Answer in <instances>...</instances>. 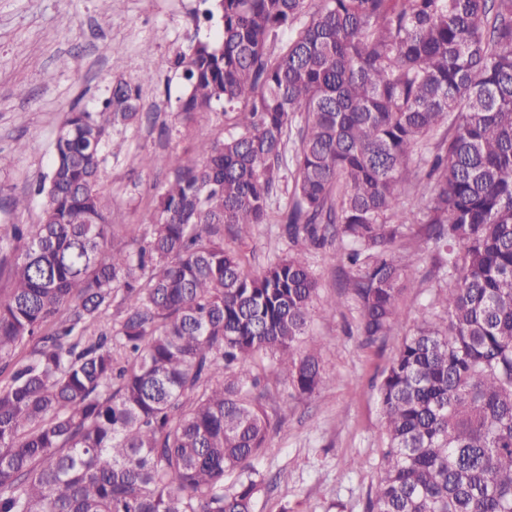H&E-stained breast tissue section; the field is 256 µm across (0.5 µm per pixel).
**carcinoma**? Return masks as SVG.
<instances>
[{
  "mask_svg": "<svg viewBox=\"0 0 512 512\" xmlns=\"http://www.w3.org/2000/svg\"><path fill=\"white\" fill-rule=\"evenodd\" d=\"M204 19L215 37L174 58L179 112L221 105L228 128L174 164L138 249L98 183L111 134L142 119L148 48L137 81L67 114L40 223L0 226V512H255L272 428L255 390L326 384L301 347L318 288L297 254L251 273L224 227L265 223L288 171L290 243H347L360 335L382 340L408 159L443 126L423 244L454 288L378 388L366 512H512V0H214Z\"/></svg>",
  "mask_w": 512,
  "mask_h": 512,
  "instance_id": "1",
  "label": "carcinoma"
}]
</instances>
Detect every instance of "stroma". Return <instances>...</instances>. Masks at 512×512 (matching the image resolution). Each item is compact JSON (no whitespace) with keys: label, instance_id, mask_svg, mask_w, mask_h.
Returning a JSON list of instances; mask_svg holds the SVG:
<instances>
[{"label":"stroma","instance_id":"1","mask_svg":"<svg viewBox=\"0 0 512 512\" xmlns=\"http://www.w3.org/2000/svg\"><path fill=\"white\" fill-rule=\"evenodd\" d=\"M203 8L202 0H0V224L39 222L45 199L34 189L67 113L96 111L113 80H136L148 46L154 80L143 86L140 105L155 113L156 124L128 129L119 151L104 148L99 183L112 201V223L147 231L169 170L144 166L142 156L157 152L174 159L224 134L223 112H201L187 122L177 110L184 83L173 60L208 37ZM25 194L29 207L13 209L12 198ZM399 231L409 278L399 306L407 319L373 345L361 341L353 301L333 313L325 306L353 273L344 243L333 238L321 248H301L318 284L307 336L320 346L328 383L304 396L276 385L264 398L279 427L257 462L270 485L256 512H365L387 443L378 398L382 373L415 318L439 312L437 297L447 287L434 275L436 255L417 246L424 225L403 224ZM240 248L258 272L292 246L271 218L256 225Z\"/></svg>","mask_w":512,"mask_h":512}]
</instances>
